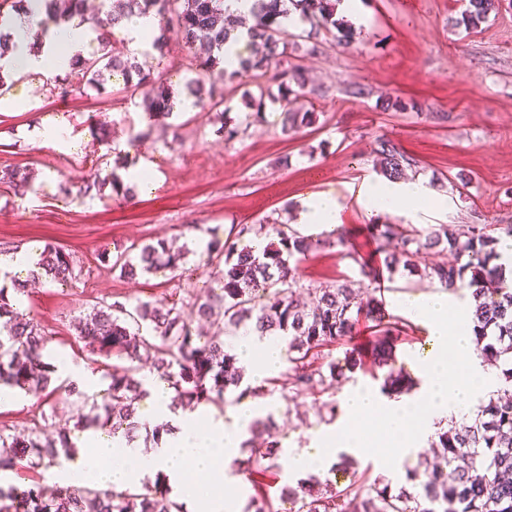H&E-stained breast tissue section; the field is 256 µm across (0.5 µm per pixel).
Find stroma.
<instances>
[{"label": "stroma", "mask_w": 512, "mask_h": 512, "mask_svg": "<svg viewBox=\"0 0 512 512\" xmlns=\"http://www.w3.org/2000/svg\"><path fill=\"white\" fill-rule=\"evenodd\" d=\"M370 16V30L347 46L328 41L322 54L304 65L320 94L302 98L301 110L315 112V123L296 137L281 133L278 104L269 102L259 121L233 142L218 133L215 112L175 109L167 134L140 141L136 154L149 163L155 183L122 200L111 188L83 195L79 188L94 169L120 156L119 143L143 132L142 109L124 90L121 75L106 82L105 93L62 92L60 80L15 79L8 101L0 103V173L27 169L33 188L14 194L0 183V248L42 250L46 243L70 252L78 279L70 285L46 281L30 287L21 309L31 314L48 339L46 362L84 368L80 391L99 395L106 389L112 358L90 354L76 324L94 306L136 300L164 299L187 306L195 295L220 293L222 284L202 255L207 228L229 230L234 224L288 221L300 213L311 195L341 192L340 221L349 239L348 256L336 250L314 252L299 268L303 287L347 280L366 286L365 269L377 266L379 254L366 226L378 221L402 223L399 215L373 213L350 198L347 187L367 179L381 181L372 149L377 138L393 140L416 162L417 177L435 196L448 202L444 212H430L426 228L441 224H512V7H505L469 33L449 25L458 17L461 0H361ZM145 62L176 92H184L192 73L188 53L177 39ZM364 87L347 94L351 84ZM413 101L405 111L383 110L387 97ZM59 129L65 147L40 145L34 129ZM108 130L101 140L100 130ZM71 187L63 194L61 185ZM158 239L185 248L181 269L158 268L125 278L112 272L103 251L130 248ZM404 278L385 290L383 327L360 320L353 339L322 348L320 364H345L361 357L362 369L339 387L294 396L284 371L271 372L273 394L258 407L259 416L273 415L283 450L308 448L313 431L343 418V393L381 389L373 376L374 339L389 328L394 367L419 371L418 336L425 323L407 316L400 306ZM43 394L19 393L0 402V429H49L41 415ZM57 416L74 412L69 400L48 398ZM388 476L400 486V473L384 474L375 459L357 458L349 470L329 477L337 489L356 484L370 488Z\"/></svg>", "instance_id": "35a3bbf8"}]
</instances>
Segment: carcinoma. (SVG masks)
<instances>
[{
	"label": "carcinoma",
	"instance_id": "cac0c4a2",
	"mask_svg": "<svg viewBox=\"0 0 512 512\" xmlns=\"http://www.w3.org/2000/svg\"><path fill=\"white\" fill-rule=\"evenodd\" d=\"M10 3L18 13L32 3L41 6L46 25L67 23L83 17L86 0H0V8ZM341 0H255L253 24L247 20L232 22L224 16L222 0H99L93 28L99 31L97 53L75 60L63 81L72 90L87 86L104 87V72L121 73L126 89L142 96L143 111L162 130L173 114L175 95L146 69L136 56L114 55L109 50L112 30L133 14L155 13L161 20V35L153 47L162 51L167 39L176 37L188 50L205 46L208 56L193 57L195 77L187 84L196 104L217 109L224 105L226 82L246 78L256 92L248 94L245 105L252 112L244 118L224 112V123L218 132L227 142L237 139L258 118L265 101L282 109L281 133L288 137L314 123L313 113L291 106L293 100L317 94L320 88L311 84L305 67L288 60V39L296 34L280 26L276 16L289 10L299 13L310 25L306 34L304 55L323 48L320 32L337 37L348 45L355 37L352 25L337 16ZM503 0H466L460 17L451 20L455 27L474 31L498 13ZM248 26L251 55L239 61L231 72L224 68L222 49L233 32ZM373 153L379 172L390 181L403 179L412 166L408 157L391 140H375ZM14 192L32 190L30 173L21 170L0 176ZM111 186L112 192L129 198L132 188L122 183L115 171L98 170L80 186L87 195ZM369 237L376 250L384 254L381 267L366 273L377 282L399 271L420 280H436L448 289L467 288L475 302L473 309V343L483 361L501 370L502 382L496 396L478 409L472 422L459 426L455 422L437 433L432 447L440 449L443 463L424 461L405 471L404 484L392 491L391 484L373 483L366 496L348 490L338 491L328 478L312 475L295 488H285L300 503L298 512H512V287L506 279V266L496 263L501 254L502 237L512 238V225L462 224L455 233L439 225L426 231L404 224H369ZM278 242H270L255 250L246 239L254 232L248 224H237L224 240L212 236L205 246L207 261H218L216 269L223 282L222 293L196 296L184 312L162 300H139L132 306L114 302L93 308L78 323L79 336L88 339L90 353L113 356L118 363L108 375L109 384L98 398H90L70 382L59 381L55 369L44 362L46 339L34 318L19 312L17 294L23 285L9 290L0 288V386L22 391L51 390L71 398L76 410L75 423L60 420L54 424L55 436H43L42 429L7 433L0 430V473L13 471L22 463L35 467H51L60 460L77 454L71 428H109L126 438H135L138 429V403L148 391L136 377L144 359H152L159 378L175 393L179 404L196 408L203 403L219 404L226 394L234 401L246 397L272 394L263 385L244 386V368L237 366L236 355L221 336L251 322L255 332L263 336H279L288 346V362L292 364V389L295 395L328 387L347 379L346 373L362 366L350 357L346 368L329 363L312 367L310 359L319 356L320 348L337 340H349L360 317L380 326L385 318L379 289L360 293L347 282L336 286L310 288L312 303L295 297L299 282V265L320 248H338L343 255L348 240L343 227L316 239L301 236L285 225L273 223ZM448 251L465 262L457 265L438 264L430 255ZM186 252L173 249L165 241L146 243L136 255L122 251L112 262V271L122 277H134L159 266L178 270ZM37 279L67 283L76 279L75 266L68 252L48 244L40 252ZM205 322L214 328L213 336L203 341L195 333L193 323ZM387 393L410 390L407 376L389 370L384 378ZM251 430L268 435L263 448L251 449L241 460L236 472L266 474L279 467L282 453L275 436L272 417L254 422ZM246 512H273L272 498L266 488L253 485ZM0 512H182V505L169 496L161 477L144 485L140 492L108 491L88 486L58 487L47 494L36 485L25 488L0 486Z\"/></svg>",
	"mask_w": 512,
	"mask_h": 512
}]
</instances>
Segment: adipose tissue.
I'll list each match as a JSON object with an SVG mask.
<instances>
[{"label": "adipose tissue", "mask_w": 512, "mask_h": 512, "mask_svg": "<svg viewBox=\"0 0 512 512\" xmlns=\"http://www.w3.org/2000/svg\"><path fill=\"white\" fill-rule=\"evenodd\" d=\"M10 33L15 47L0 58V69L15 76L32 75L44 80L68 69L75 58L73 44L78 36H95L94 31L75 20L42 33L39 14L30 10L14 20ZM364 191L368 207L391 213L403 206L407 218L413 220L422 205L433 210L444 206L443 199L434 196L422 180L368 183ZM340 210L336 195L319 193L307 198L299 221L313 231L330 233L340 224ZM232 349L258 376L282 365L277 339L258 337L248 326L239 329ZM146 389L145 421L169 426L168 432L161 434L158 447L147 453L124 435L90 430L85 432L83 443L91 448V456L63 462L57 471L59 479L66 484H91L121 491L141 484L145 476L158 475L183 503L185 512H241L239 500L224 495L222 487L240 457L256 416L255 404H237L226 418L205 417L197 410L172 408L171 391L163 382L149 381Z\"/></svg>", "instance_id": "1"}]
</instances>
